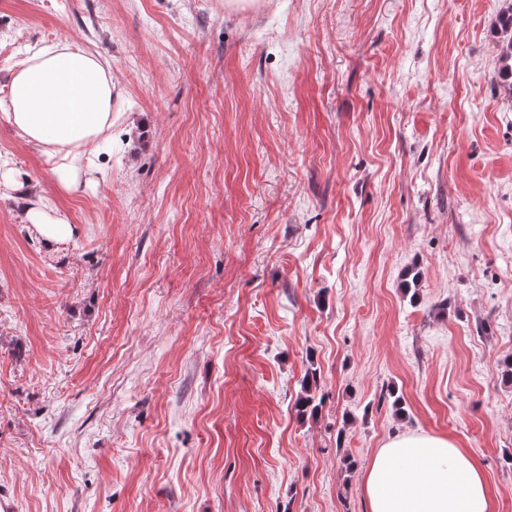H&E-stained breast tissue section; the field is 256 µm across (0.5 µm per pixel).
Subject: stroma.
I'll return each mask as SVG.
<instances>
[{
	"label": "stroma",
	"instance_id": "1",
	"mask_svg": "<svg viewBox=\"0 0 512 512\" xmlns=\"http://www.w3.org/2000/svg\"><path fill=\"white\" fill-rule=\"evenodd\" d=\"M224 2L0 0V99L58 42L119 93L71 192L0 114V503L367 512L377 449L428 434L512 512L503 0ZM52 207L42 201L30 199V205L26 214L32 224H36L41 234L48 241H57L71 235V224H68L62 217L52 216L50 214Z\"/></svg>",
	"mask_w": 512,
	"mask_h": 512
}]
</instances>
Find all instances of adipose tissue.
<instances>
[{
  "mask_svg": "<svg viewBox=\"0 0 512 512\" xmlns=\"http://www.w3.org/2000/svg\"><path fill=\"white\" fill-rule=\"evenodd\" d=\"M117 94L112 71L71 43L30 47L0 101L16 134L57 158L55 174L66 190L112 128ZM369 512H492L481 471L447 438L396 435L379 448L364 476Z\"/></svg>",
  "mask_w": 512,
  "mask_h": 512,
  "instance_id": "adipose-tissue-1",
  "label": "adipose tissue"
}]
</instances>
